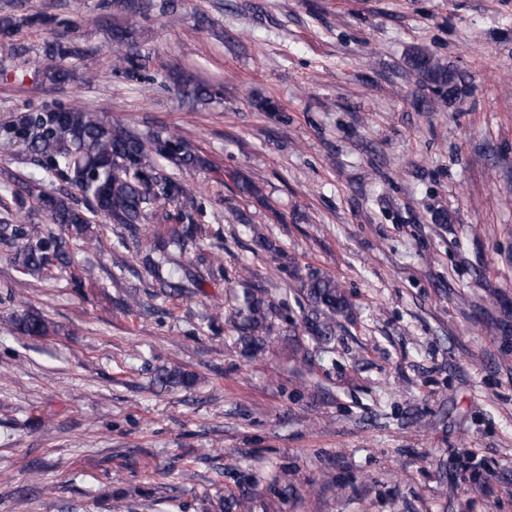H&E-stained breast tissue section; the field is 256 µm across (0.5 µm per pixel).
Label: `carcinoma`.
<instances>
[{"label": "carcinoma", "instance_id": "obj_1", "mask_svg": "<svg viewBox=\"0 0 512 512\" xmlns=\"http://www.w3.org/2000/svg\"><path fill=\"white\" fill-rule=\"evenodd\" d=\"M123 22L112 26V41L126 47L112 60V70L128 79L140 76L142 55L139 48L140 19L151 7L150 0H114ZM44 22L38 16L0 18V40L10 46L11 53L21 58L27 48L13 42L22 26ZM83 55L75 43L58 41L50 50L54 62L31 68L36 78L62 83L70 76L63 61ZM409 66L428 84L456 90L455 76L448 66L433 57L416 53ZM0 152L18 154L38 167L42 177H13L16 189L12 195L18 215L11 223L0 224V242L14 248L13 262L24 275L48 277L54 271L66 272L74 262L73 246L93 245V218L109 224H120L137 234L148 224H165L164 233L153 231V237L142 257V265L157 285L155 295L179 296L185 292L183 278L176 276L183 267L181 258L188 247L202 236L203 206L197 203L199 191L189 180L169 172L212 169V163L191 141L171 130L137 134L119 121H108L99 113L78 103L62 106L57 113L42 109L28 111L23 142L0 132ZM229 177L237 183L245 197L259 194L258 186L236 171ZM59 185L54 191L45 182ZM31 203L57 224L55 233L38 224H29L23 212ZM242 288L236 328L246 352L260 346L258 335L269 329V320L277 307L266 293L250 287L247 280L238 281ZM310 302L305 328L313 336H332L336 315L349 308L348 298L333 277L312 272L302 282ZM16 330L24 336L41 337L50 332L47 319L38 312H27L15 320ZM194 383L192 374L177 367H160L155 384L163 390L188 388Z\"/></svg>", "mask_w": 512, "mask_h": 512}]
</instances>
